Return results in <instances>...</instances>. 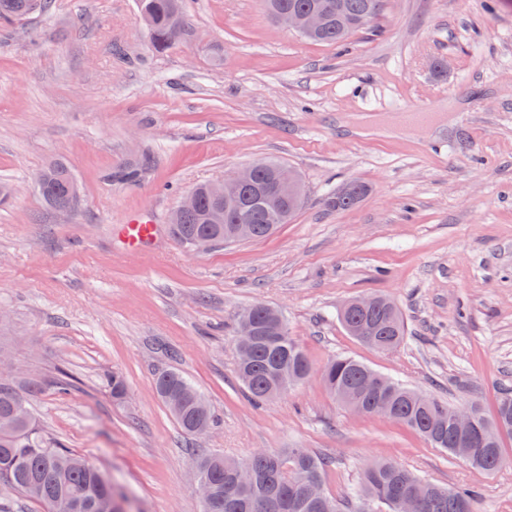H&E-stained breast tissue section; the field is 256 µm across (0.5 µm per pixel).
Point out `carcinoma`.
Here are the masks:
<instances>
[{"instance_id": "obj_1", "label": "carcinoma", "mask_w": 512, "mask_h": 512, "mask_svg": "<svg viewBox=\"0 0 512 512\" xmlns=\"http://www.w3.org/2000/svg\"><path fill=\"white\" fill-rule=\"evenodd\" d=\"M51 0H0V24L12 23L46 9ZM140 14L149 15L147 29L150 47L164 52L174 45V29L185 25L182 0H137ZM273 17L323 10V27L304 38L345 47L349 36L374 23L384 0H262ZM283 162L264 161L257 170L251 189L238 201L216 202L206 184L196 186L200 196L197 209L182 214L173 224L181 244L208 233L221 246L231 225L238 223L237 209H252V239L270 235L293 217L288 212V192L280 194L281 211L267 207L263 198L273 189V176ZM74 181L68 165L57 161L38 176L37 189L47 205L61 212H76L80 202L71 196ZM367 193L360 182L349 183L330 205L338 210L357 204ZM224 213L221 224L209 223L215 210ZM340 320L347 333L365 346L391 351L403 341L405 325L397 304L383 295L373 296L370 306L357 305L341 311ZM281 313L263 305L258 310L251 336L236 347V375L248 398L262 404L284 396L292 386L304 382L312 366L303 350L290 336ZM376 372L366 365L339 357L321 370L325 387L337 401L358 413H373L378 404L389 406L391 418L422 435L435 448L460 456L474 468L493 472L504 455V441L512 439V393L503 394L494 416L482 407L474 410L476 422L487 427L482 443L461 446L453 424L455 408L445 401L420 394L407 385L384 375L375 387L367 380ZM155 389L179 427L188 435L200 436L217 425V418L204 395L177 369L160 373ZM17 421V429L0 433V494L19 495L43 504L47 512H72L68 496L73 490L85 493V505L77 512H96L100 502L113 495L112 483L88 460L50 441L35 426L32 414L10 385L0 382V422ZM198 480L210 489V500L203 512H373L381 504L387 512H399V499L413 491L421 492L418 512H475L477 492L472 489L443 487L427 482L408 469L388 460L369 463L363 470L360 486L351 496L338 499L326 491L313 496L306 484L323 483L325 462L305 448L285 452H256L238 460L222 454H201L194 458Z\"/></svg>"}]
</instances>
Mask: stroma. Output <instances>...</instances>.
Returning <instances> with one entry per match:
<instances>
[{
	"instance_id": "1",
	"label": "stroma",
	"mask_w": 512,
	"mask_h": 512,
	"mask_svg": "<svg viewBox=\"0 0 512 512\" xmlns=\"http://www.w3.org/2000/svg\"><path fill=\"white\" fill-rule=\"evenodd\" d=\"M184 12L186 35L161 53L137 0H52L0 27V364L36 425L100 469L123 512H202L195 455L291 448L327 461L324 488L339 498L386 459L477 490V512H512V440L484 474L350 412L320 378L349 356L489 414L512 389V0H386L345 51L304 40L260 0H184ZM369 122L404 132L360 134ZM266 158L302 179L292 220L263 240L184 248L171 223L183 196ZM54 161L78 182L77 214L36 189ZM127 166L136 181L112 179ZM354 180L367 195L330 207ZM135 214L158 226L152 253L118 235ZM374 292L403 311L391 351L338 318ZM256 302L285 314L313 367L259 406L230 334ZM171 368L219 418L207 435L185 434L159 399L154 380Z\"/></svg>"
}]
</instances>
